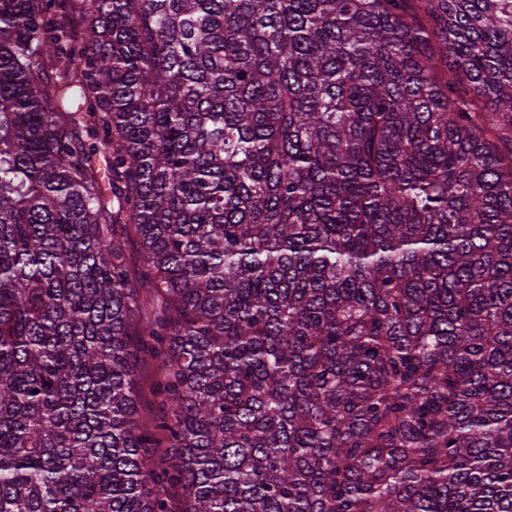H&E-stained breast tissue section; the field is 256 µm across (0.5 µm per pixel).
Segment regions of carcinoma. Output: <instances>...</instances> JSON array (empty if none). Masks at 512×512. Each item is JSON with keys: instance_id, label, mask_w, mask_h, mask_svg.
<instances>
[{"instance_id": "carcinoma-1", "label": "carcinoma", "mask_w": 512, "mask_h": 512, "mask_svg": "<svg viewBox=\"0 0 512 512\" xmlns=\"http://www.w3.org/2000/svg\"><path fill=\"white\" fill-rule=\"evenodd\" d=\"M0 512H512V0H0ZM140 394L141 400L144 404L145 410L149 411L152 415L154 414L155 408L153 403V397L150 393L152 382L154 381L157 374V367L155 361L150 357L146 356L140 361Z\"/></svg>"}]
</instances>
